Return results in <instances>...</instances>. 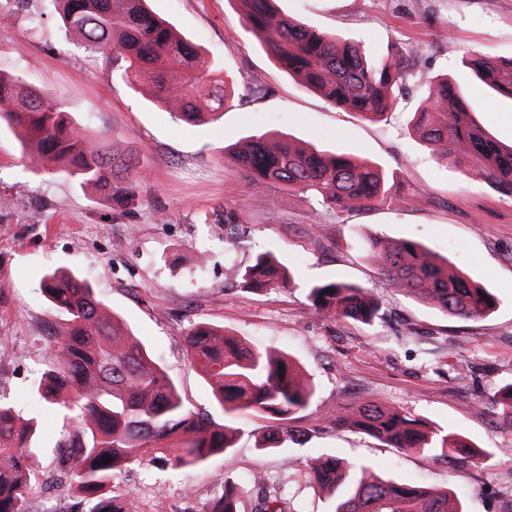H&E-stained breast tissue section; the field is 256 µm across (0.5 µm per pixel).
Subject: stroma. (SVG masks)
I'll return each mask as SVG.
<instances>
[{"label":"stroma","instance_id":"obj_1","mask_svg":"<svg viewBox=\"0 0 512 512\" xmlns=\"http://www.w3.org/2000/svg\"><path fill=\"white\" fill-rule=\"evenodd\" d=\"M147 5L213 60L215 80L234 90L218 121L173 119L178 103L158 100L149 81L129 83L122 61L84 51L49 0H0V68L55 97L92 137L125 140L136 159V197L115 210L55 163L32 160L21 130L0 125V337L11 343L0 359V400L39 414L33 391L49 335L64 321L40 281L65 267L159 359L195 412L224 419L186 354L195 325L289 353L317 386L315 401L291 422L309 435L292 466L256 450L268 421L245 413L233 422L239 437L228 453L186 472L145 465L120 474L115 493L135 490L129 512H198L228 480L243 489L242 512H252L258 476L283 488L291 512H325L307 475L309 461L323 454L394 481L450 489L464 512H512V428L492 404L498 387L512 382V196L469 182L456 160L439 164L411 123L416 98L446 74L464 82L475 121L512 145V100L461 67L475 49L512 57V0H280L283 13L352 35L373 51L394 41L418 48L411 97L382 122L337 109L288 77L243 25L240 0ZM253 86L259 94H250ZM254 132L379 163L410 200L340 213L283 185L248 183L224 148ZM228 208L239 216L229 233ZM399 239L420 242L489 288L493 313L451 318L387 286L370 244ZM266 251L289 267L288 287L256 291L242 283L240 270ZM331 280L368 289L381 319L368 325L315 315L306 290ZM366 401L402 407L494 454L478 464L432 460L331 425L330 409ZM41 416L34 465L53 474L73 427L63 415Z\"/></svg>","mask_w":512,"mask_h":512}]
</instances>
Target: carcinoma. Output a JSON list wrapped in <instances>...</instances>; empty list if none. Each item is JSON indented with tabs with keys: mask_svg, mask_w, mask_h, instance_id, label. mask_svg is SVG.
Returning <instances> with one entry per match:
<instances>
[{
	"mask_svg": "<svg viewBox=\"0 0 512 512\" xmlns=\"http://www.w3.org/2000/svg\"><path fill=\"white\" fill-rule=\"evenodd\" d=\"M242 2L244 24L277 65L332 106L382 121L408 94L418 49L393 43L373 54L354 38L305 26L279 11L275 0ZM53 5L64 25L82 37L86 50L123 60L130 83L149 77L158 99L179 102L177 120L198 123L221 116L227 95L205 85L214 72L213 61L156 17L146 0H53ZM462 65L486 87L512 100V59L474 50ZM474 110L460 85L446 75L436 77L416 104L413 128L441 162L462 157L472 182L512 196V147H501L473 121ZM0 121L21 129L32 156L56 162L58 172L79 186L92 188L119 207L134 197L129 175L135 159L126 149L110 139L89 138L47 92L2 72ZM224 154L252 183L297 189L341 212L407 202L391 193L393 175L383 166L343 153L290 141L272 143L268 134L253 133ZM370 249L388 285L444 315L470 320L493 312L492 293L466 272L449 269L448 261L430 258L421 243L375 241ZM242 279L256 289L286 288L291 281L287 268L270 252L258 254ZM42 288L65 322L54 330L51 362L33 398L50 412L71 416L76 424L71 435L76 451L63 474L83 505L81 512H127L126 500L134 489L117 495L112 487L116 475L132 466L150 463L188 471L234 447L237 429L188 409L160 363L107 312L85 280L54 269L44 275ZM307 299L317 315L365 324L379 318V305L367 289L354 284H314L307 288ZM187 354L224 417L232 420L243 412L265 416L270 429L257 441V450L280 454L293 464L292 446L303 445L305 434L289 421L316 398V387L301 366L285 354L247 345L208 325L191 330ZM498 395L503 421L512 427V383ZM329 419L337 427L350 426L392 448L432 459L464 454L480 463L491 456L489 449L476 448L454 432L432 429L400 408L367 403L350 414L332 410ZM37 424V418H26L0 401V512H28V498L40 482L31 463ZM308 477L324 494L326 512H463L445 488L385 480L366 466L334 456L312 461ZM239 492L236 483L224 480L222 494L200 512H241ZM254 512H287L281 486L267 485Z\"/></svg>",
	"mask_w": 512,
	"mask_h": 512,
	"instance_id": "1",
	"label": "carcinoma"
}]
</instances>
